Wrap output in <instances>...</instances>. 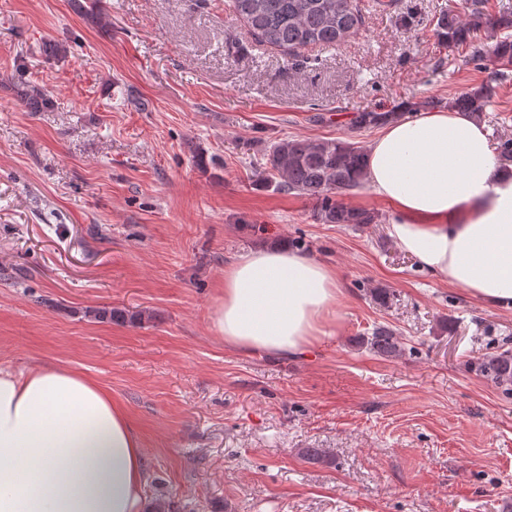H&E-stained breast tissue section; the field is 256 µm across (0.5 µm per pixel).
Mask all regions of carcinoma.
Wrapping results in <instances>:
<instances>
[{"label":"carcinoma","mask_w":512,"mask_h":512,"mask_svg":"<svg viewBox=\"0 0 512 512\" xmlns=\"http://www.w3.org/2000/svg\"><path fill=\"white\" fill-rule=\"evenodd\" d=\"M233 12L243 19L257 38L289 55L310 45H336L356 33L360 16L356 0H230ZM484 13L473 10L463 19L453 10L438 22L441 43L452 51L466 45L474 30L483 25ZM494 25L506 36L499 40L495 55L512 64V8L502 7ZM494 90L481 86L448 99V107L482 115ZM30 111L39 112L46 103L45 92L32 86L26 93ZM403 113L395 110L357 112L349 122L353 133L396 121ZM366 151L357 142L288 137L274 143L265 158V179L277 189L316 200L317 219L323 224H374L376 215L348 207L334 195L359 187L366 181ZM114 322H137L142 314H128L118 308L94 311ZM359 345L374 354L398 357L402 342L394 329L378 326ZM477 372L506 395H512V351L485 356L475 363Z\"/></svg>","instance_id":"cac0c4a2"}]
</instances>
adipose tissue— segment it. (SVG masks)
<instances>
[{
  "mask_svg": "<svg viewBox=\"0 0 512 512\" xmlns=\"http://www.w3.org/2000/svg\"><path fill=\"white\" fill-rule=\"evenodd\" d=\"M367 184L389 202L387 232L418 268L492 306H512V165L484 124L457 110L385 126ZM335 272L287 244L224 270L213 326L243 351L295 357L334 316ZM145 452L109 392L62 366L0 368V512H142Z\"/></svg>",
  "mask_w": 512,
  "mask_h": 512,
  "instance_id": "ef3b65f1",
  "label": "adipose tissue"
}]
</instances>
